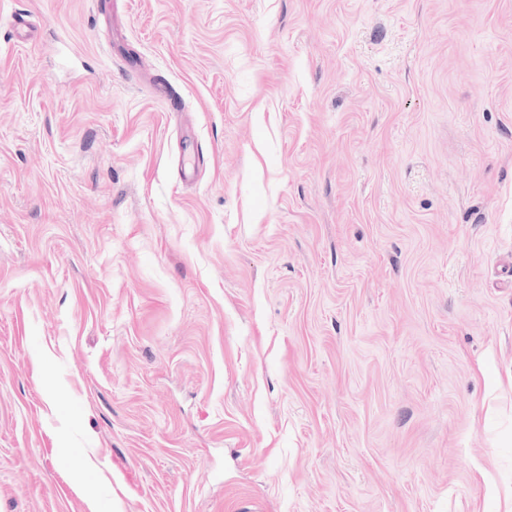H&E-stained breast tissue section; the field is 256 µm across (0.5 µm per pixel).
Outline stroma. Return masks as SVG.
Here are the masks:
<instances>
[{
  "label": "stroma",
  "mask_w": 512,
  "mask_h": 512,
  "mask_svg": "<svg viewBox=\"0 0 512 512\" xmlns=\"http://www.w3.org/2000/svg\"><path fill=\"white\" fill-rule=\"evenodd\" d=\"M0 512H512V0H0Z\"/></svg>",
  "instance_id": "35a3bbf8"
}]
</instances>
